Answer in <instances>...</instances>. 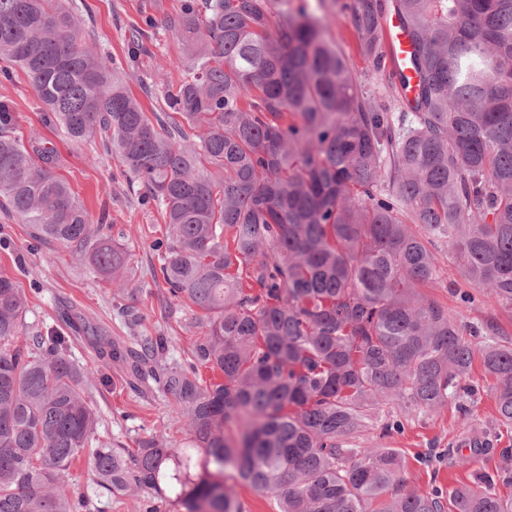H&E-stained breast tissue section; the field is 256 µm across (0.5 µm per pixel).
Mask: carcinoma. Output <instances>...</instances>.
I'll return each instance as SVG.
<instances>
[{"mask_svg": "<svg viewBox=\"0 0 512 512\" xmlns=\"http://www.w3.org/2000/svg\"><path fill=\"white\" fill-rule=\"evenodd\" d=\"M388 7L411 39L412 100L377 103L323 35L333 13L183 0L162 23L186 74L150 115L80 40L69 0H0V74L20 72L71 143H112L163 215L170 297L200 311L191 356L222 374L203 385L194 366L163 364L162 336L119 345L84 326L174 398L190 435L187 448L156 435L112 448L67 337L27 325L25 295L1 276L0 512H76L66 477L93 444L99 486L169 492L181 512H243L228 470L279 512H512L490 478L422 492L394 449L357 444L389 401L435 412L471 396L477 356L512 428V340L422 291L446 247L466 281L512 304V0H347L367 68L393 80ZM56 167L0 102V206L121 284L123 245L96 236Z\"/></svg>", "mask_w": 512, "mask_h": 512, "instance_id": "cac0c4a2", "label": "carcinoma"}]
</instances>
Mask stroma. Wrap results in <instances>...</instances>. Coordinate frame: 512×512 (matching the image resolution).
I'll list each match as a JSON object with an SVG mask.
<instances>
[{
	"label": "stroma",
	"mask_w": 512,
	"mask_h": 512,
	"mask_svg": "<svg viewBox=\"0 0 512 512\" xmlns=\"http://www.w3.org/2000/svg\"><path fill=\"white\" fill-rule=\"evenodd\" d=\"M82 18L80 33L111 57L131 93L147 112L164 108V94L178 84L184 71L170 66L180 52L170 33L157 29L144 39V52L131 51V34L141 25L143 14L156 18L173 10L179 0H75ZM326 37L343 49L368 87L381 91L378 74L365 71L354 30L345 17H338ZM0 101L11 103L17 129L23 137L34 136L53 147L58 156L56 171L77 194L91 218L108 214L103 235L119 240L127 253L123 289L105 281L87 262L57 245L45 249L30 235L28 225L0 210V276L15 279L28 302L27 324L55 331L70 339L69 355L81 371L99 423L101 441L117 448L134 449L140 438L151 433L165 436L181 446L188 435L175 423V403L156 385L139 390L129 386L128 368L103 359L80 330L81 324L97 327L106 336L126 341L134 336L167 339L168 362L190 365L191 343L199 336L197 313L170 299L159 272L156 247L164 221L159 210L146 203L128 185V178L112 155L104 137L81 145L71 144L57 125L50 122L43 106L26 80L0 76ZM387 104V97L379 99ZM454 259L440 265L439 278L429 292L465 325L492 319L512 339V305L493 303L477 296L473 305L457 304L454 294L465 290ZM474 397L462 404H448L432 413L407 412L396 405L380 408L368 440L382 439L396 449L412 479L422 491H448L472 484L477 476L494 479L501 495H512V429L499 425L495 400L481 370H473ZM400 427L380 438L378 428L390 421ZM466 434L486 437L487 449L474 462L456 461L459 439ZM66 489L70 496L86 497L89 512H141L139 500L113 496L99 488L88 451H80L69 469Z\"/></svg>",
	"instance_id": "35a3bbf8"
}]
</instances>
